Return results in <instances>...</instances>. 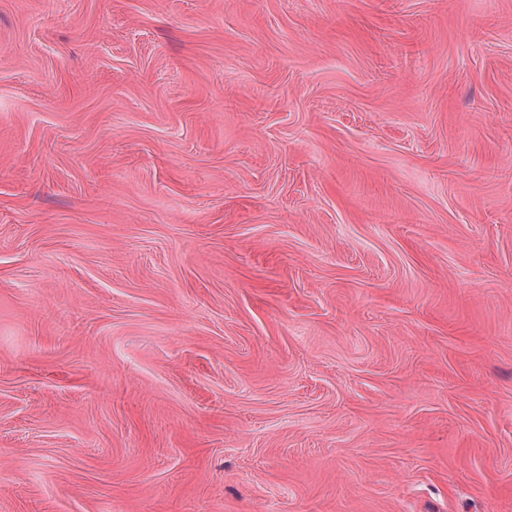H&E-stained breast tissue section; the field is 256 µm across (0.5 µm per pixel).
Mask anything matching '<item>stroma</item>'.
Returning <instances> with one entry per match:
<instances>
[{"mask_svg": "<svg viewBox=\"0 0 512 512\" xmlns=\"http://www.w3.org/2000/svg\"><path fill=\"white\" fill-rule=\"evenodd\" d=\"M0 512H512V0H0Z\"/></svg>", "mask_w": 512, "mask_h": 512, "instance_id": "stroma-1", "label": "stroma"}]
</instances>
